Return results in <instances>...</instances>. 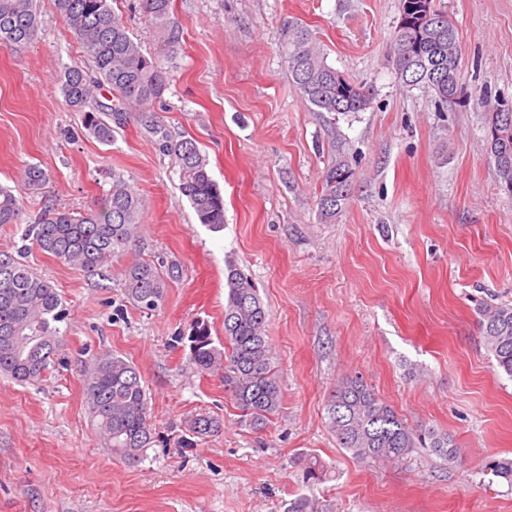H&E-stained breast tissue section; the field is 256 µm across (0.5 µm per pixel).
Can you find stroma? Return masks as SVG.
Masks as SVG:
<instances>
[{"mask_svg": "<svg viewBox=\"0 0 512 512\" xmlns=\"http://www.w3.org/2000/svg\"><path fill=\"white\" fill-rule=\"evenodd\" d=\"M458 29L460 100L441 108L388 61L400 0H173L170 51L142 0H111L169 76L152 111L126 110L112 143L87 136L56 82L87 66L57 0H36L37 40L0 47V187L21 193L25 166L50 174L0 251L25 257L69 316L49 375H0V512H512V485L489 457H512V377L487 352L483 302L512 304V193L487 152L485 94L512 99V0H435ZM296 19L328 63L372 93L360 112H320L288 77L278 33ZM194 138L224 194V228L199 224L160 134ZM355 174L336 223L318 219L322 175ZM121 173L148 202L142 234L114 257V279L69 267L21 235L45 206L101 207ZM180 263L164 303L126 302L116 274L137 260ZM255 282L279 370L281 409L261 432L240 423L220 376L187 363L175 336L205 321L224 344V278ZM111 351L140 370L153 447L131 463L105 448L89 413L85 361ZM361 377L410 427L448 434V463L420 450L360 463L338 448L327 410ZM207 412L224 429L197 445L180 423ZM312 454L331 480L309 486L292 463Z\"/></svg>", "mask_w": 512, "mask_h": 512, "instance_id": "stroma-1", "label": "stroma"}]
</instances>
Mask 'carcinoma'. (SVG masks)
<instances>
[{
	"label": "carcinoma",
	"instance_id": "carcinoma-1",
	"mask_svg": "<svg viewBox=\"0 0 512 512\" xmlns=\"http://www.w3.org/2000/svg\"><path fill=\"white\" fill-rule=\"evenodd\" d=\"M428 6L431 22L417 31L397 28L393 37L392 64L406 86L422 84L434 91L443 105L462 92L461 47L457 29L434 0H401L400 14L413 2ZM68 28L93 64L92 70L71 66L57 78L70 107L83 113V127L101 143L112 142V124H120L121 109H112L109 123L92 105L96 92L107 85L124 107L146 109L167 89L166 72L144 52L122 16L109 0H57ZM172 0H143V12L155 34L169 47L179 46V35L169 27ZM39 20L34 0H0V47L27 45L38 37ZM279 45L293 85L301 97L320 112H359L370 102L369 90L356 84L327 62L311 30L290 20L282 25ZM512 115V100L488 102V126L502 115ZM160 150L173 158L179 171V188L199 223L217 232L224 227V197L211 176L208 160L192 138L160 139ZM501 185H512V129L507 137L488 146ZM48 172L28 165L22 186L28 194L40 193L49 182ZM354 172L338 163L322 177L318 217L336 223L351 199ZM23 197L0 187V226L19 223ZM146 209L145 199L123 175L112 174L105 205L82 212L45 207L33 224L26 225L23 240L62 263L110 278L112 257L139 237ZM25 250L0 252V374L20 383L39 380L48 369L60 343L59 324L67 308L56 288L23 261ZM180 278L173 261L134 262L122 270L125 298L133 305L154 311L163 303L171 282ZM224 305V349L214 345L210 327L203 321L192 326L187 341L191 365L200 373L218 372L224 391L241 411L240 423L262 431L281 408V387L265 333L267 312L258 288L236 264H227ZM480 330L487 351L498 367L512 376V305L486 302ZM86 398L104 447L129 461H136L154 442L152 416L138 368L121 355L103 352L85 368ZM331 429L339 447L361 463L398 460L423 448L452 463L458 448L446 434L408 426L395 410L361 379L342 381L328 404ZM224 420L198 413L184 421L187 446L220 433ZM307 484L326 479L320 459L301 455L293 460ZM493 475L512 485V458H493L486 464Z\"/></svg>",
	"mask_w": 512,
	"mask_h": 512
}]
</instances>
